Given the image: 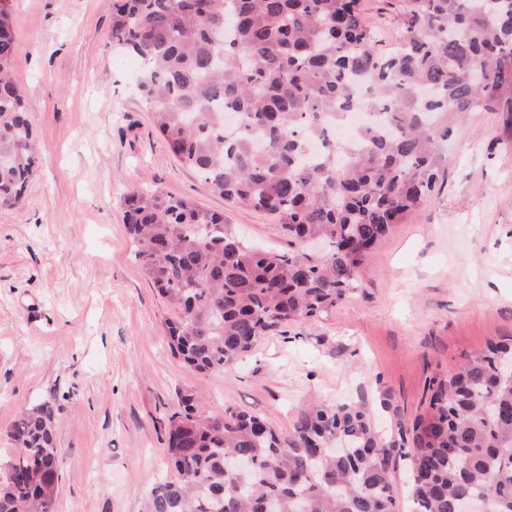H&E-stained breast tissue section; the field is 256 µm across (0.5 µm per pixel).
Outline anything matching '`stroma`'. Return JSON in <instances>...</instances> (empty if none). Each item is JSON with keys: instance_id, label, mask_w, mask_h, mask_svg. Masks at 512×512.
I'll return each mask as SVG.
<instances>
[{"instance_id": "stroma-1", "label": "stroma", "mask_w": 512, "mask_h": 512, "mask_svg": "<svg viewBox=\"0 0 512 512\" xmlns=\"http://www.w3.org/2000/svg\"><path fill=\"white\" fill-rule=\"evenodd\" d=\"M15 82L38 162L0 208V459L28 409L56 397V512H142L173 479L166 424L182 396L288 432L310 400L366 402L383 435L418 412L435 370L512 337V125L455 126L433 195L394 225L361 286L319 320L266 336L221 375L174 357L172 311L134 260L122 198L158 187L224 215L250 245L284 252L268 215L232 207L169 151L108 37L112 0H10Z\"/></svg>"}]
</instances>
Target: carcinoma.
Returning <instances> with one entry per match:
<instances>
[{
    "mask_svg": "<svg viewBox=\"0 0 512 512\" xmlns=\"http://www.w3.org/2000/svg\"><path fill=\"white\" fill-rule=\"evenodd\" d=\"M386 51L362 0H112V46L139 58L142 99L172 154L224 201L275 217L290 249L245 245L224 214L157 188L125 197L135 260L175 317L181 363L215 374L269 333L317 319L360 287L376 243L433 191L440 143L471 112L512 124V0H383ZM0 18V207L21 202L37 156ZM377 114L351 140L331 128ZM57 398L9 433L0 512H56ZM175 478L144 512H394L409 461L416 512H512V339L429 379L419 412L385 440L366 403L319 401L287 434L246 411L184 396L167 424ZM228 457L250 466L225 469ZM364 1L366 22L378 31L383 48L391 49L397 41V29L393 16L381 9L383 4L380 0ZM394 484L398 493L395 512H413L410 498L406 488V466L405 461L398 459L394 473Z\"/></svg>",
    "mask_w": 512,
    "mask_h": 512,
    "instance_id": "1",
    "label": "carcinoma"
}]
</instances>
